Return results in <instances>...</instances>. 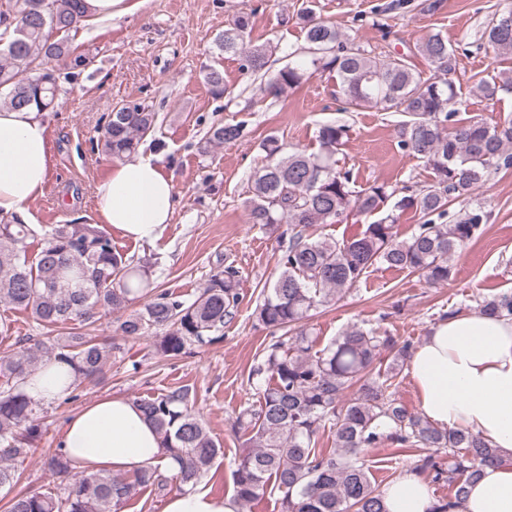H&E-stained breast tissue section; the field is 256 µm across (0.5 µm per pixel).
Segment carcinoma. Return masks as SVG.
I'll return each mask as SVG.
<instances>
[{
  "instance_id": "cac0c4a2",
  "label": "carcinoma",
  "mask_w": 512,
  "mask_h": 512,
  "mask_svg": "<svg viewBox=\"0 0 512 512\" xmlns=\"http://www.w3.org/2000/svg\"><path fill=\"white\" fill-rule=\"evenodd\" d=\"M86 17V0L0 3V89L7 90L0 95V107L33 106L44 112L54 104L61 84L74 80L75 70L85 66L80 56L70 61L68 71L59 61L70 55L68 34ZM301 20L312 65L336 71L348 106L403 114L400 145L425 162L433 181L395 202V209H413L424 218L407 240H398L392 214L341 242L317 237L315 225L335 223L352 211L375 214L396 190L385 184L357 190L350 172L336 168L334 156L348 133L344 124L319 127L316 153L288 152L274 136L262 141L268 163L250 177L248 223L286 224L288 242L281 245L279 274L263 289L254 315L282 335L249 373L261 384L258 405L237 418L245 441L232 472L234 499L247 505L275 494L280 512H385L383 487L372 477L364 452L383 445L393 446L396 454L446 448L448 468L430 454L416 470L448 484V497L433 512H460L478 464L494 461L497 453L477 436L437 427L397 402L396 379L412 344L398 347L375 329L352 326L317 350L305 321L378 265L416 273L431 285L448 282L451 258L479 233L488 214L473 209L452 224H437L432 216L446 215L450 202L469 196L491 172L512 166L507 152L512 119L493 126L456 119V91L449 79L456 69L455 50L439 33L418 47L435 67L434 77L425 79L408 56L378 58L347 46L345 35L311 6ZM250 25V16H238L216 39V47L224 55L243 56L247 67L259 72L271 48L247 46ZM484 35L497 50L512 53V22L504 25L498 18L487 24ZM302 79L301 70L288 66L270 77L267 90L277 95ZM206 82L214 95L225 93L221 70L209 69ZM476 90L488 99L512 93V77L492 84L482 80ZM156 124L157 114L148 106L123 105L109 115L102 151L114 159L128 156L154 135ZM244 131L242 122L216 124L205 145L236 141ZM36 239L28 224L0 223V304L31 311L43 329L41 336L13 337L11 324L0 318V338L11 340L9 351L0 355V489H16L5 512H121L148 487L159 494L171 481L181 491L195 488L214 466L221 446L192 409L187 386L136 400L158 430L162 447L173 455L177 468L172 475L146 469L115 476L77 471L59 450L47 466L66 483L64 493L50 486L37 493L18 488L21 474L15 462L44 433L40 404L26 384L43 363L63 361L73 372L67 400L77 399L85 383L112 366L117 346L75 327L88 328L96 322L95 311H120L134 299L143 300L142 308L119 329L125 337L158 334L155 348L163 358L223 340L224 321L240 304L238 271L231 266L217 270L202 293L187 301L152 288L148 267L116 251L97 225L57 224L38 248ZM478 312L512 316V294L483 300ZM384 351L392 353L391 362L375 372ZM327 430L334 438L329 450L318 447Z\"/></svg>"
}]
</instances>
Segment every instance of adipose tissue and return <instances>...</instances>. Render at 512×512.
Listing matches in <instances>:
<instances>
[{"label": "adipose tissue", "instance_id": "ef3b65f1", "mask_svg": "<svg viewBox=\"0 0 512 512\" xmlns=\"http://www.w3.org/2000/svg\"><path fill=\"white\" fill-rule=\"evenodd\" d=\"M47 126L31 108L0 110V214L16 213L41 195L48 177ZM103 223L129 239L151 242L172 220L171 176L144 157L116 160L96 186ZM421 414L441 428L481 437L497 461L481 465L463 512H512V317L459 313L436 323L408 361ZM72 381L68 365L51 361L27 391L36 399L62 398ZM62 450L80 470L110 475L173 469L153 424L133 400L107 396L85 406L64 429ZM388 512H431L429 485L407 473L383 492ZM233 498L193 489L172 494L164 512H237Z\"/></svg>", "mask_w": 512, "mask_h": 512}]
</instances>
